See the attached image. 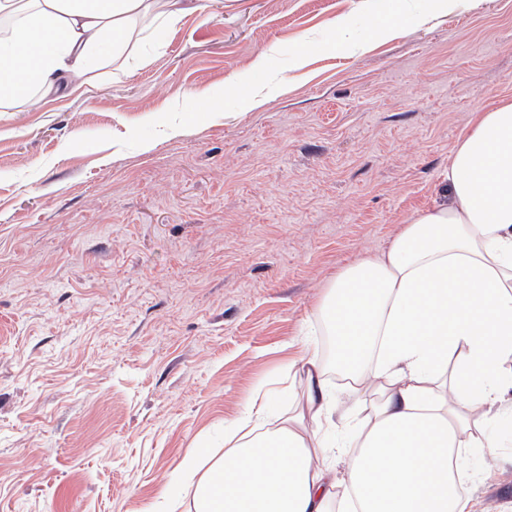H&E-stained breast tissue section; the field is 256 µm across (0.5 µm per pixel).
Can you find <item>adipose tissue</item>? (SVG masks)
<instances>
[{
  "label": "adipose tissue",
  "mask_w": 512,
  "mask_h": 512,
  "mask_svg": "<svg viewBox=\"0 0 512 512\" xmlns=\"http://www.w3.org/2000/svg\"><path fill=\"white\" fill-rule=\"evenodd\" d=\"M183 0H0V112L65 93L129 47L159 41ZM451 200L387 249L343 267L316 315L336 359L306 358L273 418L255 392L208 469L185 468L193 512H473L465 451L497 455L512 415V98L478 113L448 164ZM341 371L365 413L342 445Z\"/></svg>",
  "instance_id": "obj_1"
}]
</instances>
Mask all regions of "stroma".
I'll use <instances>...</instances> for the list:
<instances>
[{
  "label": "stroma",
  "instance_id": "obj_1",
  "mask_svg": "<svg viewBox=\"0 0 512 512\" xmlns=\"http://www.w3.org/2000/svg\"><path fill=\"white\" fill-rule=\"evenodd\" d=\"M195 3L0 112V512L191 508L186 456L259 387L292 410L324 288L445 201L475 113L512 96V0ZM466 467L476 512H512V445Z\"/></svg>",
  "mask_w": 512,
  "mask_h": 512
}]
</instances>
